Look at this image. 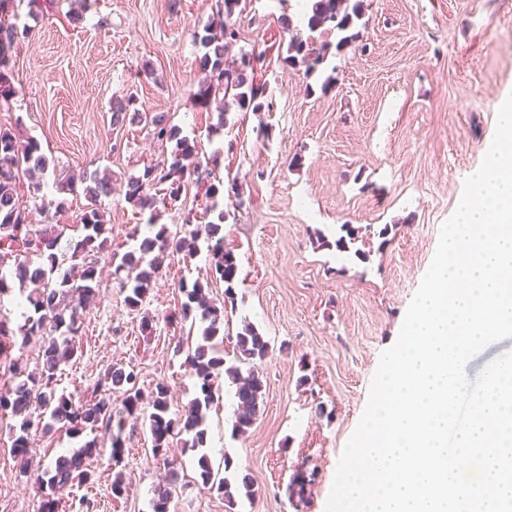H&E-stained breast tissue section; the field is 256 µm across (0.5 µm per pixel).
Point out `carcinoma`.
<instances>
[{
    "mask_svg": "<svg viewBox=\"0 0 512 512\" xmlns=\"http://www.w3.org/2000/svg\"><path fill=\"white\" fill-rule=\"evenodd\" d=\"M12 3L13 0H0V102L5 103L13 97L12 53L18 38L17 26L10 21ZM245 4L247 0H216L222 20L204 25L194 36L203 55L199 64L202 77L193 98L201 107H212L217 112L214 132L229 124L234 111L262 112L273 107L268 83L257 77V66L245 62L247 58L260 62L266 52L253 50L229 56L230 45L240 38L234 15L243 13ZM365 11L364 0H313L308 11L299 17L309 34L304 37L295 33L288 41L289 66H303L306 76H311L330 55L331 44L324 36L336 34V51L343 50L359 37L358 25ZM110 111L112 125L145 122L152 127L154 138L173 144L168 168L147 165L127 182L125 199L141 212H150L148 225L152 234L137 249L123 254L117 265L116 272H126L120 279L126 305L135 310L143 305L162 272L165 256L176 252L191 259L200 251L201 241L206 244L212 277L224 282L220 308L207 298L201 282L190 284L183 280L179 284L185 297L179 309L180 319L203 324L196 345L188 348L185 359L195 378V397L184 410L173 411L166 382H157L146 394L138 386L137 374L122 366L107 369L86 399L58 391V373L80 350L78 333L83 311L100 294L99 265L112 247V231L103 221L101 203L112 196V180L96 169L83 170L80 183L84 184L88 204L78 224L81 235L70 240L62 251L59 244L65 226L51 219L32 224L19 204V196L26 191L32 197L41 195L47 211L58 213L66 209L67 199H49L43 194L51 161L36 139L23 141L13 127L0 126V297L10 293L16 281L26 292L27 304L23 321L16 326L0 319V353L8 346L22 350L35 339L41 341L36 370H28L20 355L9 360L10 379L0 383V419L15 420L9 425L11 453L22 474L28 472L32 430L47 434L60 424L72 439L93 434L71 453L58 455L36 476L41 512H61L58 491L91 481L92 464L100 458L103 442H110L112 462L119 465L127 423L140 418L148 423L153 457L169 466L165 484L155 490L153 512H168L172 491L180 481L171 455L176 440L182 447L198 452L195 468L201 483L224 496L232 510L237 505L235 493L242 491L251 499L256 490L247 475L235 473L229 478L214 471L210 456L203 451L207 447L208 414L219 400V380L225 376L235 386L234 432H248L257 420L266 390L256 364L267 357L270 344L248 323L236 335L220 337L224 308L235 306L239 270L235 250L224 241L227 214L220 205L224 183L214 176L210 161L201 159L196 145L170 123L165 113L143 112L131 97L113 98ZM193 185L205 188V212L217 214V221L194 227L187 218L184 231L157 223V204L171 206L181 201ZM340 231L343 235L336 239V249L347 252L358 240L359 229L343 224ZM226 341L233 344L234 364L225 358ZM243 363L249 364L245 371L241 368ZM114 393L120 394L117 406L112 402Z\"/></svg>",
    "mask_w": 512,
    "mask_h": 512,
    "instance_id": "cac0c4a2",
    "label": "carcinoma"
}]
</instances>
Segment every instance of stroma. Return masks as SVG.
Listing matches in <instances>:
<instances>
[{
	"instance_id": "stroma-1",
	"label": "stroma",
	"mask_w": 512,
	"mask_h": 512,
	"mask_svg": "<svg viewBox=\"0 0 512 512\" xmlns=\"http://www.w3.org/2000/svg\"><path fill=\"white\" fill-rule=\"evenodd\" d=\"M38 2L15 3L13 21L28 36L15 49V95L0 108V124L36 138L62 176L93 165L111 177L102 209L119 256L133 246L131 228L148 221L126 202V182L144 165L168 166L172 147L146 124L113 126V96L167 113L202 156H216L215 174L229 186L224 238L239 263L224 325L233 334L254 325L270 351L258 365L266 394L255 424L233 436V387L222 381L207 451L213 464L232 459L254 481V501L238 497L235 512H325L380 356L396 341L441 227L495 135L500 100L512 94V0H366L358 41L309 77L285 61L290 35L280 18L297 0H252L238 18V47L266 50L274 109L232 113L217 135L216 113L192 98L203 54L194 34L216 20L215 0ZM344 224L359 228L367 260L333 248ZM101 264L82 354L64 366L59 390L89 394L118 364L138 372L144 390L167 382L173 409L184 407L194 379L175 345L187 328L171 314L184 300L182 280L203 282L208 298L222 302L206 253L165 257L139 311L126 305L111 257ZM146 313L154 318L149 335L140 329ZM9 450L0 421V512H39L41 496ZM119 468L127 498L113 500L105 461L87 485L63 492L67 512L84 498L95 501L93 512H152L168 468L154 460L144 425L127 427ZM299 471L311 479L303 503L291 495ZM187 475L169 512H225L195 468Z\"/></svg>"
}]
</instances>
